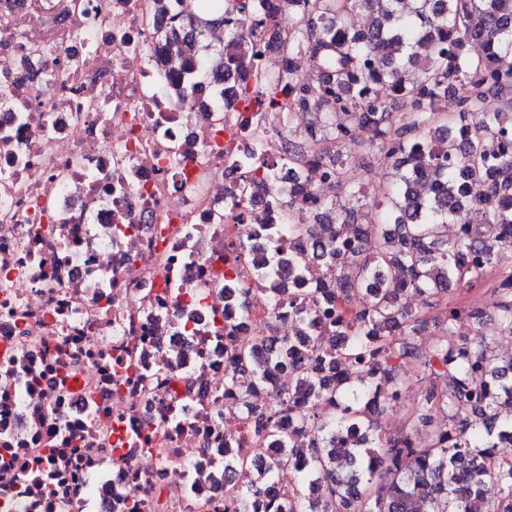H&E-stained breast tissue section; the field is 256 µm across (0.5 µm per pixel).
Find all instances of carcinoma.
Wrapping results in <instances>:
<instances>
[{"label": "carcinoma", "mask_w": 512, "mask_h": 512, "mask_svg": "<svg viewBox=\"0 0 512 512\" xmlns=\"http://www.w3.org/2000/svg\"><path fill=\"white\" fill-rule=\"evenodd\" d=\"M295 26L279 54L309 52L313 74L303 78L290 67H259L263 32L282 13ZM371 23L360 26L361 17ZM224 28V43L207 53L200 37ZM163 46L175 50L219 91L240 105L265 94L269 111L283 99L322 117L288 141L283 164H294L321 141H353L358 126L373 132L370 146L395 171L400 184L385 204L364 212L358 246L347 257L354 272L336 271V302L341 328L331 340L336 353L358 362L383 363L394 372L398 360L418 362L430 388L415 407L409 431L430 425L433 408L448 413L449 441L431 430L415 448L406 435L382 436L379 417L390 405H371L372 386L357 392L337 362L315 374L293 357L280 336L263 337L237 361L252 372L251 385H263L266 367L300 372L302 395L317 402L334 395L346 410L321 418L296 413L292 395L279 399L269 419L298 415L318 434V446L300 483L320 481L327 504L343 512H512V417L499 412L512 402V359L501 364L491 342L479 333L458 344L442 336L422 353L414 341L421 318L398 306L407 287L422 300L448 298V287H471L484 265L493 263L488 236L512 247V121L484 108L500 98L512 109V0H199L182 16L160 18ZM407 106L397 127L388 102ZM452 101L454 121L436 106ZM499 138V153L483 143ZM352 155L335 154L325 166L342 182ZM488 173L483 192L473 197L468 184ZM356 204L337 214L339 224L358 223ZM483 209L485 230L454 241L442 238L443 224H463L470 210ZM356 290L370 296L366 308L348 310ZM494 307L500 327L512 330V271L499 275Z\"/></svg>", "instance_id": "1"}]
</instances>
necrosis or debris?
Masks as SVG:
<instances>
[{"label": "necrosis or debris", "mask_w": 512, "mask_h": 512, "mask_svg": "<svg viewBox=\"0 0 512 512\" xmlns=\"http://www.w3.org/2000/svg\"><path fill=\"white\" fill-rule=\"evenodd\" d=\"M168 7L193 0H0V512H231L228 458L250 512L321 496L290 464L254 485L314 432L256 437L296 376L250 391L235 359L271 335L336 353L335 266L272 304L289 182L246 174L317 113L209 111L183 57L144 62Z\"/></svg>", "instance_id": "obj_1"}]
</instances>
